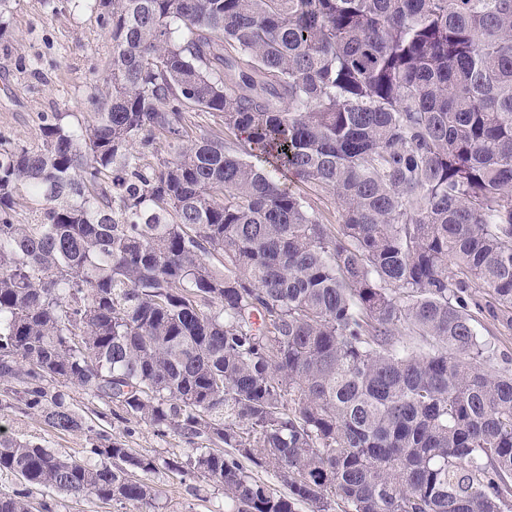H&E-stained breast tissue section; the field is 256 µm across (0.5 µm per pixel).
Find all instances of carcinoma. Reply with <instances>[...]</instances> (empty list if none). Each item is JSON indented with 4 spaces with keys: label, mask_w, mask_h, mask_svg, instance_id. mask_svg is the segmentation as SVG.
Returning <instances> with one entry per match:
<instances>
[{
    "label": "carcinoma",
    "mask_w": 512,
    "mask_h": 512,
    "mask_svg": "<svg viewBox=\"0 0 512 512\" xmlns=\"http://www.w3.org/2000/svg\"><path fill=\"white\" fill-rule=\"evenodd\" d=\"M95 6L92 111L0 136V381L90 448L1 435L0 472L137 512L161 468L236 512H512V374L467 294L512 311V0ZM54 381L214 447L135 456Z\"/></svg>",
    "instance_id": "1"
}]
</instances>
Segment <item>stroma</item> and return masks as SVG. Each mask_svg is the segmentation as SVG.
Segmentation results:
<instances>
[{"label":"stroma","instance_id":"1","mask_svg":"<svg viewBox=\"0 0 512 512\" xmlns=\"http://www.w3.org/2000/svg\"><path fill=\"white\" fill-rule=\"evenodd\" d=\"M112 41L98 13L79 0H14L6 31L0 35V135L25 144L40 138V115L66 112L83 119L89 112L92 79H103ZM477 329L491 341L497 355L492 373H512V314L482 312ZM62 391L72 408L95 430L111 433L137 456L158 460L183 456L195 442L169 434L157 435L143 421L107 407L103 400L66 385ZM0 433L82 458L86 433H61L43 417L27 410L0 383ZM150 480L158 491L154 512H231L222 486L200 477L188 478L159 470ZM33 512H135L133 507L102 503L92 497H72L34 487Z\"/></svg>","mask_w":512,"mask_h":512}]
</instances>
